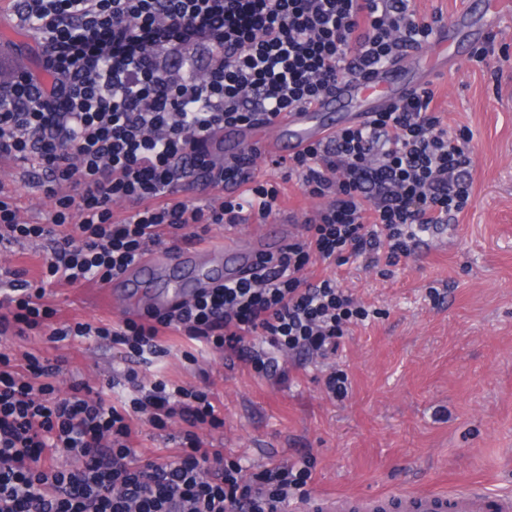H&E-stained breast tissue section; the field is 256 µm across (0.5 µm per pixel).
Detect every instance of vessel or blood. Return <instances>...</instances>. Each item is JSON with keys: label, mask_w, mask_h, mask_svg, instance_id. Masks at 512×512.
Listing matches in <instances>:
<instances>
[{"label": "vessel or blood", "mask_w": 512, "mask_h": 512, "mask_svg": "<svg viewBox=\"0 0 512 512\" xmlns=\"http://www.w3.org/2000/svg\"><path fill=\"white\" fill-rule=\"evenodd\" d=\"M509 16H512V0H486L482 26L489 32L497 30ZM406 91L395 66H381L367 77L342 82L335 96L324 99L314 108L289 113L275 125L225 128L212 147L216 152L231 156L254 144L265 152L289 156L324 140L335 131L338 123L356 121L364 113L395 101ZM290 233V227L283 225L273 234L262 233L252 238L226 234L224 273L220 276L202 266L204 250L192 247L176 253L155 250L121 278L103 284L102 293L128 312L164 311L215 282L240 279L254 267L260 254L287 245ZM162 266L171 269L170 288L162 294L145 290V283L151 281L156 269ZM298 512H512V495L470 486L452 491L344 495L302 503Z\"/></svg>", "instance_id": "obj_1"}]
</instances>
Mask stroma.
<instances>
[{"label": "stroma", "instance_id": "obj_1", "mask_svg": "<svg viewBox=\"0 0 512 512\" xmlns=\"http://www.w3.org/2000/svg\"><path fill=\"white\" fill-rule=\"evenodd\" d=\"M495 47L479 67L473 44L450 45L455 73L433 78L449 126L473 132L470 205L447 240L426 237L391 276L357 262L341 267L343 287L378 315L352 326L335 357L289 365L284 382L209 354L186 365L178 345L161 359L163 374L181 383H197V367L210 369L224 416L215 438L245 468L310 461L312 498L463 485L512 492V21ZM17 57L39 70L28 30L0 0V68ZM432 287L440 299L429 297ZM78 293L47 287L57 323L122 318ZM1 348L67 357L61 385L83 381L95 391L119 364L91 340L51 344L29 334L0 338ZM333 369L349 376L345 399L323 389Z\"/></svg>", "mask_w": 512, "mask_h": 512}]
</instances>
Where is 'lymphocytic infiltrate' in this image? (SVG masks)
Wrapping results in <instances>:
<instances>
[{"label":"lymphocytic infiltrate","instance_id":"lymphocytic-infiltrate-1","mask_svg":"<svg viewBox=\"0 0 512 512\" xmlns=\"http://www.w3.org/2000/svg\"><path fill=\"white\" fill-rule=\"evenodd\" d=\"M12 11L42 68L0 79V168L24 164L53 207L29 221L0 182V252L32 244L43 259L36 285L0 266V335L106 344L131 393L63 390V360L0 351V512H281L304 497L306 463L250 471L225 459L203 437L224 426L209 372L192 385L144 369L171 336L190 342V364L205 351L262 374L278 367L259 341L303 361L336 354L372 315L337 268L397 265L470 203L471 139L449 132L433 88L269 160L320 205L247 277L162 314L59 327L46 288L103 284L153 247L176 251L205 243L213 225L279 216L260 149L226 158L206 143L317 106L341 82L422 49L437 22L412 0H13ZM176 421L178 448L139 462L137 427Z\"/></svg>","mask_w":512,"mask_h":512}]
</instances>
